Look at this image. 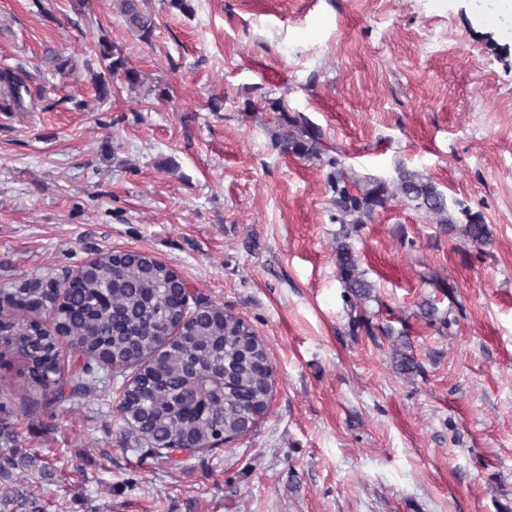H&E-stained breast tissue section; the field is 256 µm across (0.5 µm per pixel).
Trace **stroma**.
<instances>
[{"label": "stroma", "mask_w": 512, "mask_h": 512, "mask_svg": "<svg viewBox=\"0 0 512 512\" xmlns=\"http://www.w3.org/2000/svg\"><path fill=\"white\" fill-rule=\"evenodd\" d=\"M90 3L0 0V71L28 88L0 112V290L149 253L264 339L274 394L250 435L175 465L117 416L130 371L33 408L9 359L0 403L39 460L18 490L44 512H512V38L498 20L474 0H194L189 16L146 0L147 44L112 0ZM103 36L143 78L104 104L85 66ZM275 98L355 167L431 177L491 243L395 200L354 237L376 288L350 311L330 169L272 147Z\"/></svg>", "instance_id": "35a3bbf8"}]
</instances>
